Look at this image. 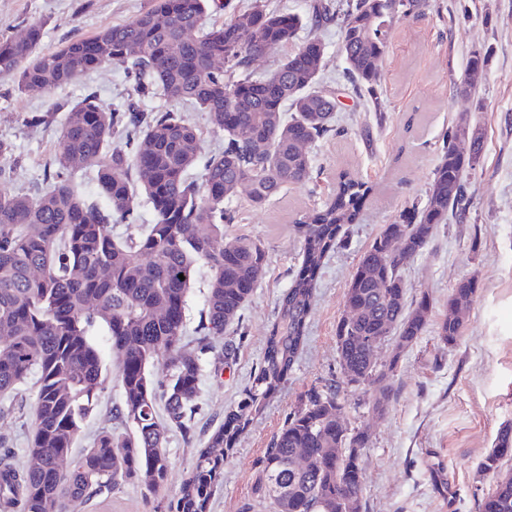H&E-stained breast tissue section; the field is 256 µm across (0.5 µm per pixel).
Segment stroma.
<instances>
[{"mask_svg": "<svg viewBox=\"0 0 512 512\" xmlns=\"http://www.w3.org/2000/svg\"><path fill=\"white\" fill-rule=\"evenodd\" d=\"M148 6L149 0H0V37L40 22L42 46L52 50L130 23ZM299 38H315L325 46L323 86L340 93L342 133L311 147L313 180L288 187L260 208L244 198L232 201L238 220L225 225V237L259 240L267 268L241 312L237 332L215 339L213 352L204 357L192 438L175 431L167 435L164 488L150 495L128 483L91 497L76 512H167L198 448L253 381L278 299L301 265L303 240L295 220L321 207L335 190L337 173L349 168L372 185L373 193L360 223L348 227L318 275L300 359L264 411L239 434L209 503V512H274L273 503L256 498L257 463L307 391L340 379L336 326L358 260L385 225L425 202L442 139L464 116L485 133L484 162L467 176L466 217H449L427 250L402 268L408 301L429 294L438 318L447 313L456 283L477 280L463 334L447 347L430 327L399 354L384 342L378 361L396 364L393 398L379 414L372 408L371 388L348 389L345 424L369 435L361 457L363 512H480L498 476L512 473V455L501 460L498 471L478 469L500 429L512 426V0H428L424 15L396 17L381 65V123L343 78L339 25L307 26ZM476 51L487 53L488 66L475 96L465 98L456 88ZM90 92L105 103L123 104L129 92L124 65L110 63L51 93H22L11 78H0V141L13 147L11 159H0V191L44 188L64 109ZM46 111L53 114L49 123H27L31 113ZM209 280V268L198 266L185 307L184 342L191 347ZM106 364L105 389L75 450L88 447L97 431L132 430L116 416L123 399L116 361ZM34 395L29 382L17 394L0 397V446L20 463L32 436Z\"/></svg>", "mask_w": 512, "mask_h": 512, "instance_id": "1", "label": "stroma"}]
</instances>
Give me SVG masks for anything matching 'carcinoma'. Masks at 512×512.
I'll use <instances>...</instances> for the list:
<instances>
[{
  "mask_svg": "<svg viewBox=\"0 0 512 512\" xmlns=\"http://www.w3.org/2000/svg\"><path fill=\"white\" fill-rule=\"evenodd\" d=\"M427 0H314L310 20L271 10L252 0L220 26L208 25V9L220 0H150L133 22L114 25L44 51L43 27L32 23L0 39V77L18 91L51 92L112 61L126 67L132 91L118 107L86 94L67 109L54 168L35 194L0 192V396L35 377L33 433L27 463L0 454V512H75V506L103 489L134 481L155 494L169 470L168 432L190 438L202 355L210 338L239 324L241 311L265 274L262 244L247 237L224 240V225L236 220L230 203L247 198L264 206L312 174V144L337 124L339 96L321 85L325 47L313 38L298 42L305 24L341 21L339 51L344 78L367 110L384 119L377 87L380 63L400 14H421ZM280 46L291 50L276 69L256 76L253 62ZM486 55L472 53L457 91L476 94ZM162 96L207 113L224 133V146L204 163L201 181L188 178L198 163V130L168 107L141 104ZM456 128L443 138L423 206L402 212L384 226L360 256L336 327L340 372L373 389L372 408L383 413L393 397L389 372L378 367L368 341L392 342L395 355L412 346L433 317L424 293L407 304L404 263L427 249L448 216L466 212L464 178L483 155L484 137L466 153L455 144ZM77 168L97 172V198L73 180ZM373 187L350 171L338 174L331 200L296 222L303 239L302 263L280 297L277 313L252 385L197 451L192 470L168 512H208L213 487L238 435L288 379L305 345L307 318L318 274L347 226L359 223ZM155 222L135 241L112 237L110 224L138 219L140 197ZM403 228L401 252L390 249ZM211 272L201 338L183 344L185 304L198 264ZM477 291L474 278L459 281L437 335L452 346L463 333L455 307L467 308ZM106 336L97 341L92 328ZM118 360L123 392L119 414L134 433L103 431L93 445L61 471L75 440L104 390V350ZM166 356L168 375L152 377ZM346 415L341 384L310 389L286 417L258 462L255 493L276 512H362L360 460L366 431L342 435L336 414ZM508 455L496 445L479 470L495 471ZM308 457L307 467L295 458ZM481 512H512V475L499 480Z\"/></svg>",
  "mask_w": 512,
  "mask_h": 512,
  "instance_id": "obj_1",
  "label": "carcinoma"
}]
</instances>
